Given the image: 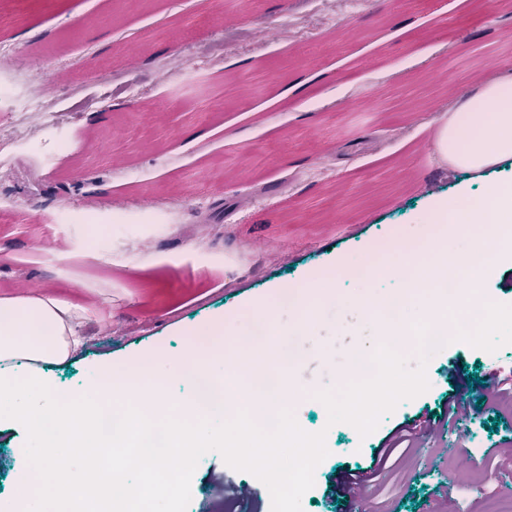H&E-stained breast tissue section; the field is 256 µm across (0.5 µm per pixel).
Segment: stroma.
I'll return each instance as SVG.
<instances>
[{
	"instance_id": "35a3bbf8",
	"label": "stroma",
	"mask_w": 512,
	"mask_h": 512,
	"mask_svg": "<svg viewBox=\"0 0 512 512\" xmlns=\"http://www.w3.org/2000/svg\"><path fill=\"white\" fill-rule=\"evenodd\" d=\"M0 44L34 62L13 70L17 82L40 84L50 111L72 115L38 127L24 149L0 135L12 155L0 168V292L43 290L94 315L72 363L45 371L60 399H82L108 359L166 368L188 333L210 343L216 315L228 340L258 306L289 329L297 312L279 295L310 293L317 321L299 360L278 365L273 409L324 433L329 454L302 508L336 512L337 470L368 466L398 424L439 411L450 361L481 377L512 371V343L491 353L450 341L426 364L428 390L364 437L328 425L316 397L347 377L351 350L370 357L383 345L352 298L402 287L394 276L352 280L350 264L396 265L401 246L420 251L436 235L432 200L481 195L438 165L433 142L449 100L485 69L512 67V13L495 0H0ZM160 211L172 223L135 222ZM115 213L125 223H111ZM88 214L102 223H84ZM200 217L208 230L182 232ZM142 231L150 246L124 254L123 238ZM28 443L22 429L0 433L1 505L29 473L17 452ZM480 457L512 474V400L486 399L398 458L368 512H487L488 497L512 488L486 481ZM190 491L186 512H270L267 487L215 449Z\"/></svg>"
}]
</instances>
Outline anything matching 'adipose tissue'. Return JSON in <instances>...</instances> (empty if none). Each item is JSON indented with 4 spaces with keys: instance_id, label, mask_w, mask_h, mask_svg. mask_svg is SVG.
I'll return each instance as SVG.
<instances>
[{
    "instance_id": "adipose-tissue-1",
    "label": "adipose tissue",
    "mask_w": 512,
    "mask_h": 512,
    "mask_svg": "<svg viewBox=\"0 0 512 512\" xmlns=\"http://www.w3.org/2000/svg\"><path fill=\"white\" fill-rule=\"evenodd\" d=\"M433 152L449 171L465 172L471 183L483 189L480 200L449 225L450 230L467 235L471 245L456 250L437 243L424 259L404 253L395 274L404 283H412L429 258L434 262V281L447 279L453 267L473 288L498 262L496 255L484 253L485 241L498 236L502 225L512 223V181L489 178L490 169L512 167V68H492L468 97L449 106ZM85 313L84 307L48 293L0 294V429L17 424L25 428L32 444L20 453L31 459L33 471L58 504L80 502L84 512H112L107 496L88 493L87 462L98 451L83 442L97 423L87 406L104 397L134 398L145 409L162 406L175 383L212 380V360L224 343L219 340L202 349L196 338H189L162 373L150 358L96 372L86 385L84 409L63 411L62 425L47 444L36 422L38 407L54 400L43 367L65 363L79 347L74 322Z\"/></svg>"
}]
</instances>
